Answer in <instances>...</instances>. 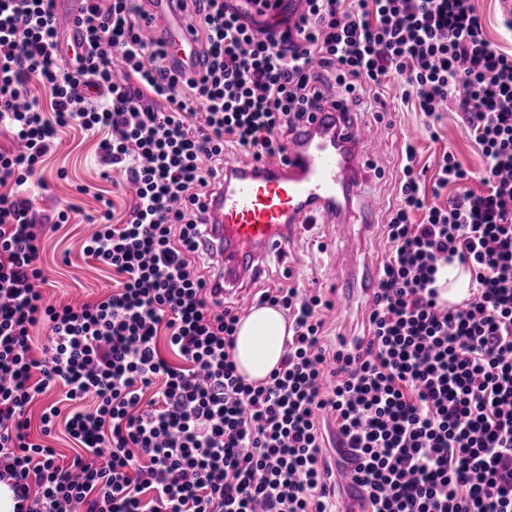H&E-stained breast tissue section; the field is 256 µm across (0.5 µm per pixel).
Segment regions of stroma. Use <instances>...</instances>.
Listing matches in <instances>:
<instances>
[{
	"label": "stroma",
	"mask_w": 512,
	"mask_h": 512,
	"mask_svg": "<svg viewBox=\"0 0 512 512\" xmlns=\"http://www.w3.org/2000/svg\"><path fill=\"white\" fill-rule=\"evenodd\" d=\"M403 88L399 80H390L387 99L397 102L396 112L390 118L394 123L385 131L375 152L370 157L363 180V194L356 198L354 208L372 205L375 221H382L392 204L397 171L395 162L404 137L415 140L420 165L434 167L444 150H452L459 162L468 169L477 170L482 161L468 132L458 123L455 114L444 118L443 136L431 139L424 117L410 105L400 104ZM59 146L44 162L41 170L28 186L36 208L52 212L57 206L77 201L81 206L72 214L69 223L61 225L46 238L42 263L48 276L43 294L48 302H82L109 294L116 284L110 269L88 258L81 249V240L87 232L85 217L98 207V196H105L114 204L115 216H123L132 198L122 175L113 180L102 179V166L97 153L100 133L87 131L70 124L57 130ZM325 242L326 250H318L317 242ZM381 237L367 236L355 242L336 237L331 226L316 225L312 231L302 226L293 229V251L287 257L269 256L265 263V276L250 283L252 294H260L268 276L292 277L310 291L328 292L330 286L343 276L352 254L383 252Z\"/></svg>",
	"instance_id": "stroma-1"
}]
</instances>
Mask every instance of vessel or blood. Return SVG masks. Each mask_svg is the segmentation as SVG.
<instances>
[{
  "label": "vessel or blood",
  "mask_w": 512,
  "mask_h": 512,
  "mask_svg": "<svg viewBox=\"0 0 512 512\" xmlns=\"http://www.w3.org/2000/svg\"><path fill=\"white\" fill-rule=\"evenodd\" d=\"M69 2V9L57 12L56 18L77 45L82 41L81 0ZM147 4L149 38L162 40L169 57L183 69L199 70L197 46L172 0ZM382 134L372 122L319 118L290 138L281 163L264 166L246 156L225 159L224 185L206 214L209 233L224 245L215 274L224 284L225 297H244L243 284L253 279L264 256L287 254L294 225L332 224L346 241L356 232H373L371 208L360 210L354 225L343 219L342 203L359 194L357 170ZM244 299L246 308L256 307L255 299Z\"/></svg>",
  "instance_id": "vessel-or-blood-1"
}]
</instances>
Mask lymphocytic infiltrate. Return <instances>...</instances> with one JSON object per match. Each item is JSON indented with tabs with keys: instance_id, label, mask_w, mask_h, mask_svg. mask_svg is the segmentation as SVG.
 I'll use <instances>...</instances> for the list:
<instances>
[{
	"instance_id": "f902f5d3",
	"label": "lymphocytic infiltrate",
	"mask_w": 512,
	"mask_h": 512,
	"mask_svg": "<svg viewBox=\"0 0 512 512\" xmlns=\"http://www.w3.org/2000/svg\"><path fill=\"white\" fill-rule=\"evenodd\" d=\"M55 6L0 0V126L15 142L0 149V481L14 512H338L345 448L362 512H512V50L474 0H177L196 72L145 39L143 0H82V51L63 62ZM393 78L432 138L444 113L461 118L482 168L446 150L428 182L404 142L363 334L329 344L333 299L266 288L290 335L248 383L231 355L242 310L213 287L203 244L225 147L274 161L345 98L383 120ZM72 122L107 129L101 161L132 200L123 221L108 200L87 218L83 252L116 288L52 304L42 243L78 207L40 213L26 186ZM451 263L472 294L455 309L436 287ZM59 419L78 448L66 465L45 443Z\"/></svg>"
}]
</instances>
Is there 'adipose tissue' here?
<instances>
[{"instance_id":"obj_1","label":"adipose tissue","mask_w":512,"mask_h":512,"mask_svg":"<svg viewBox=\"0 0 512 512\" xmlns=\"http://www.w3.org/2000/svg\"><path fill=\"white\" fill-rule=\"evenodd\" d=\"M287 336L288 320L281 310L260 307L240 319L232 356L247 382L267 380L281 362Z\"/></svg>"}]
</instances>
